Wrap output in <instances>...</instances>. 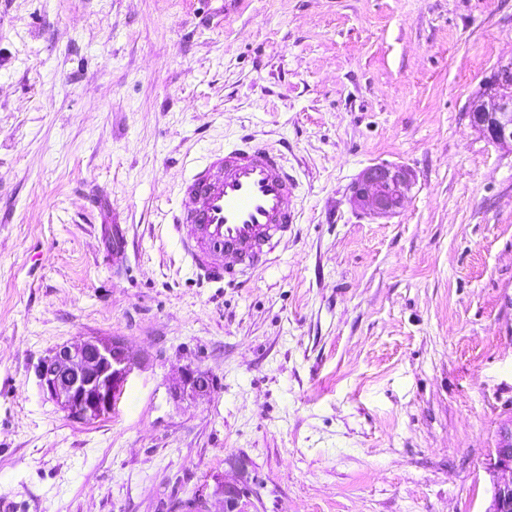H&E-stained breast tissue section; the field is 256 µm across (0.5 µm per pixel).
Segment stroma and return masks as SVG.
Instances as JSON below:
<instances>
[{"label": "stroma", "mask_w": 512, "mask_h": 512, "mask_svg": "<svg viewBox=\"0 0 512 512\" xmlns=\"http://www.w3.org/2000/svg\"><path fill=\"white\" fill-rule=\"evenodd\" d=\"M512 0H0V500L189 512H486L512 418V149L467 107ZM286 146L300 214L263 270L197 280L179 188L242 133ZM415 174L383 219L366 167ZM118 337L110 413L36 367ZM187 367L204 397L173 394ZM413 183V172L403 165L374 164L352 184L350 202L375 217H389L403 206ZM213 496L217 497V501L221 505V510H218V512L257 511L250 499V493L241 481L224 480V483L213 491Z\"/></svg>", "instance_id": "35a3bbf8"}]
</instances>
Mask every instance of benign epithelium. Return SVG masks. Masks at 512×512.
Wrapping results in <instances>:
<instances>
[{
  "instance_id": "benign-epithelium-1",
  "label": "benign epithelium",
  "mask_w": 512,
  "mask_h": 512,
  "mask_svg": "<svg viewBox=\"0 0 512 512\" xmlns=\"http://www.w3.org/2000/svg\"><path fill=\"white\" fill-rule=\"evenodd\" d=\"M471 126L491 141L512 147V59L500 61L482 93L468 110ZM414 183L413 172L403 166L378 163L364 169L351 186L350 202L378 218L389 217L403 206ZM125 344L118 338L90 337L63 345L37 368L40 386L74 421L87 423L112 410L117 390L131 371ZM179 388L192 395L211 392L209 376L199 370L182 371ZM492 477L491 500L486 512H512V423L501 426L497 447L488 463ZM511 477L506 478L504 474ZM219 512H256L243 482L226 480L213 491Z\"/></svg>"
}]
</instances>
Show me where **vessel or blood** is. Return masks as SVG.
I'll use <instances>...</instances> for the list:
<instances>
[{"instance_id":"obj_1","label":"vessel or blood","mask_w":512,"mask_h":512,"mask_svg":"<svg viewBox=\"0 0 512 512\" xmlns=\"http://www.w3.org/2000/svg\"><path fill=\"white\" fill-rule=\"evenodd\" d=\"M296 188L284 152L253 136L206 155L182 183L173 216L196 276L220 285L266 266L298 220L288 207Z\"/></svg>"}]
</instances>
